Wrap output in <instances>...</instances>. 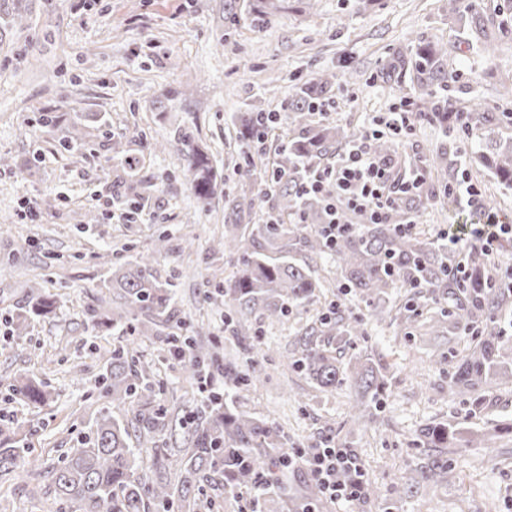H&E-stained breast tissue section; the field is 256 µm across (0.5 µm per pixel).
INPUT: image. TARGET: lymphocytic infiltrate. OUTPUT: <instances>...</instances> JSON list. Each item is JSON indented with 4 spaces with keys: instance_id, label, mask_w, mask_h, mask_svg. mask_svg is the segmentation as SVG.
I'll return each mask as SVG.
<instances>
[{
    "instance_id": "f902f5d3",
    "label": "lymphocytic infiltrate",
    "mask_w": 512,
    "mask_h": 512,
    "mask_svg": "<svg viewBox=\"0 0 512 512\" xmlns=\"http://www.w3.org/2000/svg\"><path fill=\"white\" fill-rule=\"evenodd\" d=\"M414 121L411 102H401L390 111L383 126L372 125L360 131L333 164L312 169L303 184L304 193L323 198L327 209L340 204L354 211L370 213L374 222H382L388 211L399 206L404 197L416 194L425 184L426 170L421 166L414 168L407 179L393 182L392 160L377 154L372 141L383 128L393 135L409 137ZM299 461L322 485L330 499L350 503L361 500L364 470L350 449L329 445L306 457L301 452L289 451V464ZM340 470L349 476L342 485L336 482V473Z\"/></svg>"
}]
</instances>
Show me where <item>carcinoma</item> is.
<instances>
[{
	"label": "carcinoma",
	"instance_id": "obj_1",
	"mask_svg": "<svg viewBox=\"0 0 512 512\" xmlns=\"http://www.w3.org/2000/svg\"><path fill=\"white\" fill-rule=\"evenodd\" d=\"M287 6L279 0H254L253 14L263 23ZM512 27V17L495 21L486 16L480 0L467 8V32L482 51L496 54L495 25ZM409 77L419 92L423 115L432 120L452 121L464 117L469 126L493 129L512 122L511 112H490L467 107L454 95L459 74L448 63V49L436 42L420 41L410 59L398 60L387 78ZM337 75L326 71L312 80L293 85L284 108L295 133L275 154L274 160H257L243 152L234 164L238 175L237 196L224 208V241L215 251L232 263L224 279V322L232 336L239 337L249 317L258 315L277 323L291 313V307L312 304L319 280L310 268L297 262L301 252L327 253L340 270L343 287L366 300L373 314H392L391 320L404 326L418 315L421 289L448 300L440 310L438 325L450 329H476L475 344L459 355H440L439 363L455 359L448 373V394L476 393L509 377L512 353L504 347L492 313L512 306L508 281L476 248L467 252L469 278L459 281L451 274L455 255L414 233H401L407 210L398 207L376 224L366 213L354 215L342 210L339 219L348 231L329 243L320 230L305 233L295 217L303 213L313 222L320 219L322 203L302 194L307 178L304 165H318L338 153L344 131L332 125L312 126V112L330 99ZM243 142L251 143L257 113L235 116ZM180 161L187 173L194 198L206 210L220 192L224 177L200 149L198 140L185 128L175 133ZM132 141L119 136L113 152L131 172L139 160L131 153ZM429 164L451 183L462 174L460 167L479 163L497 181L512 186V140L495 145V152L462 157L455 140L433 151ZM277 169L283 178L271 193L264 192L267 174ZM134 197L120 201L127 217L139 218L145 202L156 191L150 181L133 180ZM271 198V212L263 224L253 222L255 207ZM168 236L157 238L155 250L138 254L112 271V325L130 334L148 332V324L169 327L164 341L169 351L185 353L190 378H198L199 365L210 361L217 377L200 405L167 408L155 403L161 391L159 369L145 365L130 348L114 346L103 350L105 370L95 386L109 400L89 432L48 465L56 512H219L217 500L243 489L263 486L271 505L292 512H325L329 507L319 484L310 482L291 494L283 477L288 472V434L276 421L257 419L244 409L245 394L262 380L264 342L254 338L246 348L244 363L219 362L215 345L204 324L191 327L190 334L178 333L184 323L170 320L174 304L172 284L159 280L155 254L166 249ZM420 287L400 305L391 303L392 289ZM368 341L362 319L353 317L332 301L316 320L295 336L291 366L304 373L317 387L333 390L350 383L355 399L351 424L371 421L374 410L388 389V366L383 357L366 347L351 357L347 368L336 356V343L355 346ZM13 395L35 407L52 399L48 386L35 379L13 388ZM455 429L448 422L422 426L412 440L418 448L430 450L429 462L415 476L402 478L393 491L412 492L422 482L438 483L448 478V449L453 447ZM45 461L21 443L11 421H0V476L28 471Z\"/></svg>",
	"mask_w": 512,
	"mask_h": 512
}]
</instances>
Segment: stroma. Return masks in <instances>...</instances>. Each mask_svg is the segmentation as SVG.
<instances>
[{
    "label": "stroma",
    "instance_id": "1",
    "mask_svg": "<svg viewBox=\"0 0 512 512\" xmlns=\"http://www.w3.org/2000/svg\"><path fill=\"white\" fill-rule=\"evenodd\" d=\"M251 0H99L78 10L73 0H0V414L15 419L34 453L57 459L76 447L105 400L94 380L103 370L100 346L132 345L141 361L157 362L164 378L159 404L195 405L199 394L179 369L162 361L156 336H131L91 322L112 314L108 281L115 265L153 247L167 232L169 250L157 264L161 280L175 286L176 319L205 320L222 337L226 354H240L237 339L224 335L226 259L212 249L224 236V197L235 194L233 164L240 152L236 113L259 106L279 112L290 85L324 71L338 73L331 123L359 131L400 101L416 99L384 78L390 66L410 57L415 40L448 48V62L460 75L459 96L468 105L512 112V85L499 75L512 71V35L488 58L465 39L464 23L449 13L448 0H319L314 9L291 0L287 11L267 23L250 19ZM192 126L213 164L223 169L224 196L209 210L195 206L180 166L176 129ZM83 135L81 150L67 148L72 128ZM139 140L138 177L158 185L149 201L153 224L110 221L111 198L127 194L121 166L111 159L112 137ZM445 137L428 118L415 121L409 140H394L401 165L424 161ZM156 143L155 151L145 143ZM472 183L485 211L438 198L420 207L416 229L427 240L448 234L469 240L486 212L512 225V188L489 170H473ZM42 202L38 223L23 219L25 199ZM97 210L99 223L86 213ZM191 235V252L181 250ZM314 276L325 281L326 299H340L366 321L373 347L390 365L387 396L375 422L352 430L349 386L315 389L289 368L292 340L309 324L315 306L294 309L286 324L252 319L271 352L264 385L247 394L254 417L276 420L289 439L304 443L318 435L335 442L354 436V451L369 479L390 486L424 465L414 447L418 428L434 420L477 432L512 423V380L503 379L480 402L448 396L447 365L438 354L474 341L460 333L440 336L424 307L412 333L387 315L371 316L359 297L340 295L336 264L326 255L305 254ZM56 298L53 314L31 317L16 339L12 317L28 305L31 290ZM34 376L53 393L49 406L35 408L11 395L15 379ZM44 477L0 478V512H52ZM393 512H512V434L494 451L456 447L448 451V478L432 488L393 497Z\"/></svg>",
    "mask_w": 512,
    "mask_h": 512
}]
</instances>
